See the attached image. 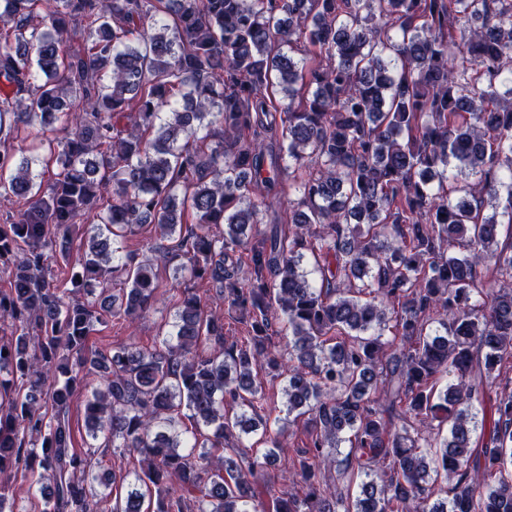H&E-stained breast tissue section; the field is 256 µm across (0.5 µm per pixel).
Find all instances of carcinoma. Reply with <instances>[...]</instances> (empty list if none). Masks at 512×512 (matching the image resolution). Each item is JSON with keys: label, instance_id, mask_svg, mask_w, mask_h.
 Masks as SVG:
<instances>
[{"label": "carcinoma", "instance_id": "cac0c4a2", "mask_svg": "<svg viewBox=\"0 0 512 512\" xmlns=\"http://www.w3.org/2000/svg\"><path fill=\"white\" fill-rule=\"evenodd\" d=\"M15 198L0 512L17 476L41 512H99L106 455L140 465L111 512H512V0H0ZM145 226L153 261L122 250ZM176 260L171 331L87 351ZM89 393L84 389L77 390L70 403V423L74 444L77 448H86L90 439L85 431V403Z\"/></svg>", "mask_w": 512, "mask_h": 512}]
</instances>
